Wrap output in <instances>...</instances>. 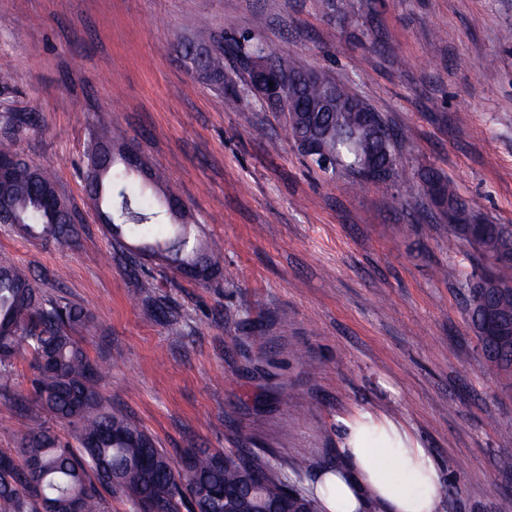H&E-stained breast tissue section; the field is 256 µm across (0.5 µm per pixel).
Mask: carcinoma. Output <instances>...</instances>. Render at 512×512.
I'll use <instances>...</instances> for the list:
<instances>
[{
    "label": "carcinoma",
    "instance_id": "1",
    "mask_svg": "<svg viewBox=\"0 0 512 512\" xmlns=\"http://www.w3.org/2000/svg\"><path fill=\"white\" fill-rule=\"evenodd\" d=\"M180 52L192 65L199 66L205 78L224 85L225 51L210 50L207 31L194 42L180 44ZM229 52L244 56L264 55L273 60L286 76L308 71L298 59H282L268 45L257 41L229 47ZM348 107L330 108L318 85L301 83L282 91L269 102L274 112L284 114L295 142L317 141L323 151L309 153L313 164L325 172L343 171L356 181L361 172L376 162L395 174L393 136L370 138L358 130L355 109H370L348 86L324 76ZM118 160L100 170L87 187L97 209L108 214L112 237L127 236L152 252L172 269L202 264L207 277L223 267V257L207 251L192 232L186 208L170 213L171 224L158 222L149 201L128 191L124 177L129 167L118 170ZM54 181L35 167L0 184V203L4 215L0 222L12 225L23 236L44 242H67L78 229L63 216L68 206L52 212L42 199L53 190ZM420 188L438 189L448 201L459 202L455 188L438 171L421 175ZM462 202V201H460ZM472 205L462 202V220L449 226V234L471 246L477 265L504 252L512 253V227L487 224L484 236L470 240L466 230L474 222ZM495 282L487 301L470 304L469 314L477 339L487 357L507 377H512V334L499 336L485 331L488 314L512 317V265L494 268ZM93 320L92 314L61 298L44 300L31 274L7 253H0V376H8L18 357L27 355L31 370V389L21 397V405L45 413L69 427L61 438L39 427L28 433L17 448H0V512H72L79 498L81 512H112V496L124 498L128 512H224V488L242 485L252 471L266 476L262 494L277 498L290 491L313 504L289 487L266 459L248 448L234 452L188 448L180 467H175L166 452L124 410L101 402L97 383L102 367L91 361L75 336L76 328Z\"/></svg>",
    "mask_w": 512,
    "mask_h": 512
}]
</instances>
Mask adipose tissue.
I'll use <instances>...</instances> for the list:
<instances>
[{"instance_id":"adipose-tissue-1","label":"adipose tissue","mask_w":512,"mask_h":512,"mask_svg":"<svg viewBox=\"0 0 512 512\" xmlns=\"http://www.w3.org/2000/svg\"><path fill=\"white\" fill-rule=\"evenodd\" d=\"M339 453L342 465L321 472L314 486L323 512H440L439 471L401 427L363 415Z\"/></svg>"}]
</instances>
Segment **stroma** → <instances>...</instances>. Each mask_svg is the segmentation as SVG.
I'll use <instances>...</instances> for the list:
<instances>
[{"mask_svg":"<svg viewBox=\"0 0 512 512\" xmlns=\"http://www.w3.org/2000/svg\"><path fill=\"white\" fill-rule=\"evenodd\" d=\"M253 38L352 87L390 129L396 178L353 182L311 165L245 78L199 79L176 51L200 24ZM512 0H0V141L48 172L81 219L42 243L0 224V252L45 298L92 312L81 340L105 365L102 399L173 461L249 448L310 493L369 413L428 448L444 512H512V380L468 317L473 249L421 191L435 169L484 221L512 225ZM10 113L37 122H6ZM133 142L234 278H187L136 257L85 192L101 125ZM453 267L454 277L443 276ZM0 409V448L36 426ZM307 458V471L294 461Z\"/></svg>","mask_w":512,"mask_h":512,"instance_id":"35a3bbf8","label":"stroma"}]
</instances>
